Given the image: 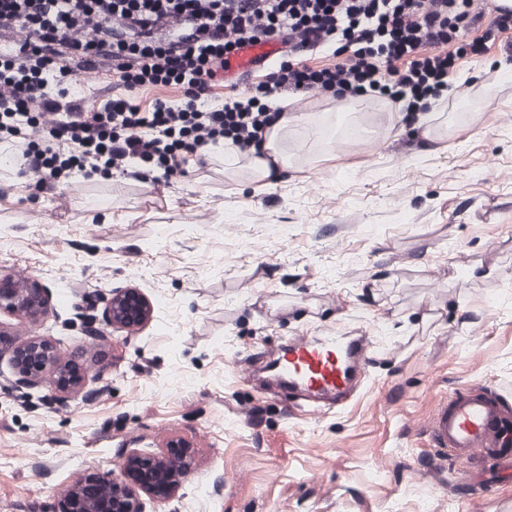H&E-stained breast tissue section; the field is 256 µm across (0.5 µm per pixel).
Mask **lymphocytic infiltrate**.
I'll return each instance as SVG.
<instances>
[{
    "label": "lymphocytic infiltrate",
    "mask_w": 512,
    "mask_h": 512,
    "mask_svg": "<svg viewBox=\"0 0 512 512\" xmlns=\"http://www.w3.org/2000/svg\"><path fill=\"white\" fill-rule=\"evenodd\" d=\"M471 0H0V144L35 188L79 174L136 179L185 171L190 157L228 140L251 153L280 117L266 97L315 91L337 99L380 96L429 112L460 59L484 56L512 15L466 38ZM286 49L265 80L213 99L224 58L257 37ZM328 49L320 69L295 46ZM98 71L117 94L93 110L73 86ZM174 87L179 99L137 102Z\"/></svg>",
    "instance_id": "1"
}]
</instances>
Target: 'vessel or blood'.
<instances>
[{
	"label": "vessel or blood",
	"mask_w": 512,
	"mask_h": 512,
	"mask_svg": "<svg viewBox=\"0 0 512 512\" xmlns=\"http://www.w3.org/2000/svg\"><path fill=\"white\" fill-rule=\"evenodd\" d=\"M282 50L280 40L257 37L227 56L222 75L243 83ZM367 348L364 338L354 344L336 340L321 346L295 340L278 354L273 375L290 396L307 401L321 413L332 405L344 406L357 394L367 365ZM427 427L434 447L443 453L458 459L479 454L494 464L512 466V408L495 393L455 391L435 405Z\"/></svg>",
	"instance_id": "b4317fda"
}]
</instances>
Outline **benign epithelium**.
Segmentation results:
<instances>
[{"label": "benign epithelium", "instance_id": "1", "mask_svg": "<svg viewBox=\"0 0 512 512\" xmlns=\"http://www.w3.org/2000/svg\"><path fill=\"white\" fill-rule=\"evenodd\" d=\"M48 288L37 279L19 281L0 267V316L39 321L47 312ZM153 315L152 303L135 288H117L104 301L102 320L116 332L141 329ZM0 349L10 352L15 387L35 389L53 373L56 388L66 391L80 385L74 364L60 361L61 352L51 341L32 337L14 342L0 329ZM189 469L187 452L170 457L132 450L121 455L119 474L105 479L96 473L79 476L65 492L57 512H146L144 499H170Z\"/></svg>", "mask_w": 512, "mask_h": 512}]
</instances>
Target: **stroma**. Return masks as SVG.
Returning <instances> with one entry per match:
<instances>
[{
  "instance_id": "35a3bbf8",
  "label": "stroma",
  "mask_w": 512,
  "mask_h": 512,
  "mask_svg": "<svg viewBox=\"0 0 512 512\" xmlns=\"http://www.w3.org/2000/svg\"><path fill=\"white\" fill-rule=\"evenodd\" d=\"M512 30L462 59L455 89L406 123L389 107L288 96L312 115L291 164L257 191L223 162L169 182L0 183V266L49 290L45 318L0 317L56 342L81 388L11 389L0 353V512H53L79 474L131 449L183 445L191 469L154 512H501L512 470L433 448V407L463 386L512 405ZM496 83L493 101L483 87ZM131 287L139 333L86 335L74 308ZM369 336L367 377L321 415L257 387L256 362L294 337ZM492 474L495 496L458 486Z\"/></svg>"
}]
</instances>
